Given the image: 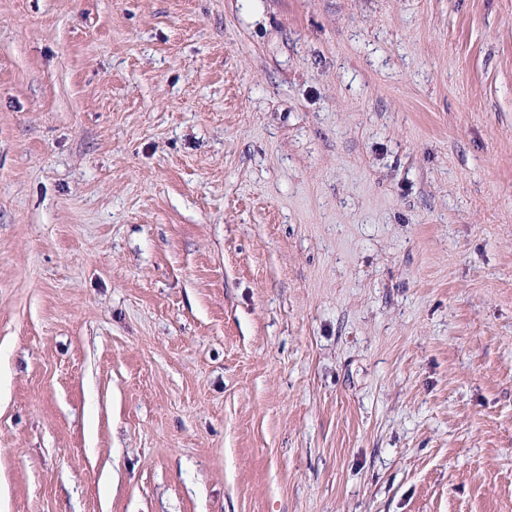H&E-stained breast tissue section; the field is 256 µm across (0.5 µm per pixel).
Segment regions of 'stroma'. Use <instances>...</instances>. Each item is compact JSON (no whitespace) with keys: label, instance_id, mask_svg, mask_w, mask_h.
I'll return each instance as SVG.
<instances>
[{"label":"stroma","instance_id":"obj_1","mask_svg":"<svg viewBox=\"0 0 512 512\" xmlns=\"http://www.w3.org/2000/svg\"><path fill=\"white\" fill-rule=\"evenodd\" d=\"M0 512H512V0H0Z\"/></svg>","mask_w":512,"mask_h":512}]
</instances>
